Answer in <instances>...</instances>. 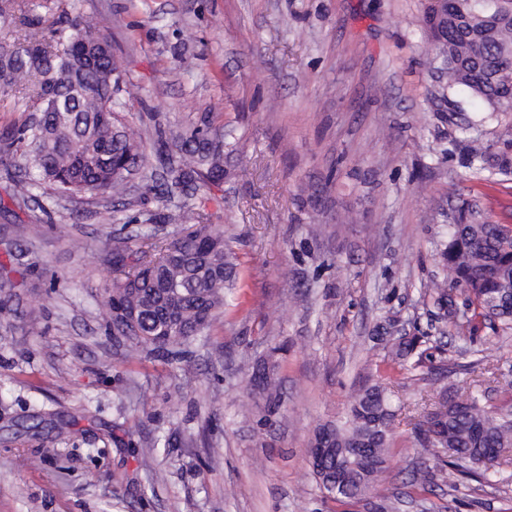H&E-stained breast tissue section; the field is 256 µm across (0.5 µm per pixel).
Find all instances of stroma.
I'll list each match as a JSON object with an SVG mask.
<instances>
[{
  "label": "stroma",
  "instance_id": "1",
  "mask_svg": "<svg viewBox=\"0 0 512 512\" xmlns=\"http://www.w3.org/2000/svg\"><path fill=\"white\" fill-rule=\"evenodd\" d=\"M72 11L96 18L133 84L125 118L160 181L176 148L158 132L223 129L224 182L196 199L231 237L239 280L190 361L126 357L98 319L112 247L142 224L173 236L172 203L133 189L115 203L23 206L0 164V262L23 248L30 265L0 311V512H512V448L493 486L453 468L446 485L411 482L425 412L477 355L492 365L489 400L512 408V332L485 324L464 341L428 293L447 274L439 252L462 203L475 223L512 224V179L466 169L477 110L427 64L421 0H72ZM70 235L84 252L68 250ZM388 326L443 336L441 359L387 371L373 338ZM271 354L285 404L260 437L265 402L249 379ZM375 383L402 408L385 472L347 507L324 498L308 448Z\"/></svg>",
  "mask_w": 512,
  "mask_h": 512
}]
</instances>
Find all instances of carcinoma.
<instances>
[{
  "label": "carcinoma",
  "mask_w": 512,
  "mask_h": 512,
  "mask_svg": "<svg viewBox=\"0 0 512 512\" xmlns=\"http://www.w3.org/2000/svg\"><path fill=\"white\" fill-rule=\"evenodd\" d=\"M32 16L45 31H34L25 42L0 41V96L26 90L33 109L21 125L0 138V157L22 174L11 178V197L22 204L38 196L47 201L123 197L128 179L139 175L140 196L178 191L194 197L205 177L224 180V132L200 129L178 136V159L169 162L170 182L160 189L146 145L125 120L122 94L126 81L103 58L94 68L77 73L78 47L94 39L106 40L93 19L71 15L69 0H0V19L15 11ZM423 20L431 37L433 59L441 61L447 86L463 90L481 102L490 114L512 111V0L493 10L484 0H448V6H423ZM468 139L466 167L490 176L512 175V133L503 135L505 149L492 154L475 124ZM175 220L191 229L172 239L146 226L132 249L117 245L112 264L121 278L112 281L103 300L101 317L112 333L127 327L125 313L137 312L138 338L127 341V355H144L167 363L191 360L189 345L227 310L226 290L237 275L235 253L224 238V226L204 223L194 204H184ZM451 274V286L465 295L463 307L454 305L448 289L434 286L437 308L460 329L475 332L479 320L512 331V316L497 320L491 311L512 298V237L498 224H454L440 253ZM441 350L431 335L403 336L392 342L383 362L392 369L416 370L433 363ZM260 392L268 415L283 404L280 386L267 365ZM464 394H450L430 413L418 440L417 453L436 460L432 468L413 475L417 485H434L448 464L464 466L474 480L486 479L481 456L490 448H512V418L484 402L478 380L463 386ZM396 410L380 385L362 390L343 425L340 440H367L381 467L348 491L334 489L331 474L318 478L325 497L336 502H358L368 495L384 470L391 436L378 427L393 425Z\"/></svg>",
  "instance_id": "cac0c4a2"
}]
</instances>
